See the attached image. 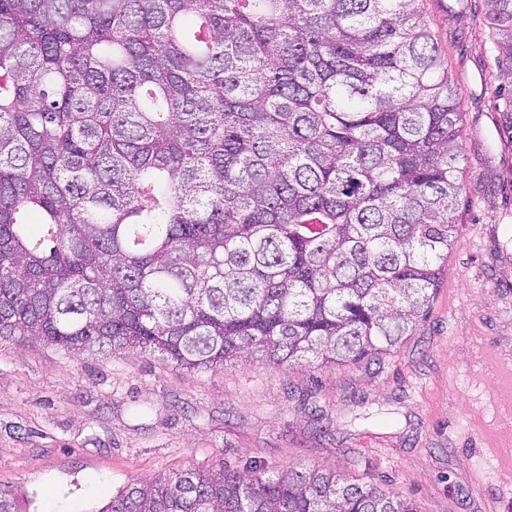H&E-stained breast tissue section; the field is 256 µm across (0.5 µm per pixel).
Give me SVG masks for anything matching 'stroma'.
I'll use <instances>...</instances> for the list:
<instances>
[{
  "instance_id": "35a3bbf8",
  "label": "stroma",
  "mask_w": 512,
  "mask_h": 512,
  "mask_svg": "<svg viewBox=\"0 0 512 512\" xmlns=\"http://www.w3.org/2000/svg\"><path fill=\"white\" fill-rule=\"evenodd\" d=\"M462 97L457 233L427 315L379 362L186 373L161 355L0 344V488L99 512L218 463L316 468L416 512H512V71L472 0H424Z\"/></svg>"
}]
</instances>
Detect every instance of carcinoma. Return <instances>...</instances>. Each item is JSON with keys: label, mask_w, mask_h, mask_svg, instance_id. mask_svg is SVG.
<instances>
[{"label": "carcinoma", "mask_w": 512, "mask_h": 512, "mask_svg": "<svg viewBox=\"0 0 512 512\" xmlns=\"http://www.w3.org/2000/svg\"><path fill=\"white\" fill-rule=\"evenodd\" d=\"M485 4L512 71V0ZM461 122L423 0H0V342L374 360L448 259ZM97 512L414 510L220 461Z\"/></svg>", "instance_id": "carcinoma-1"}]
</instances>
